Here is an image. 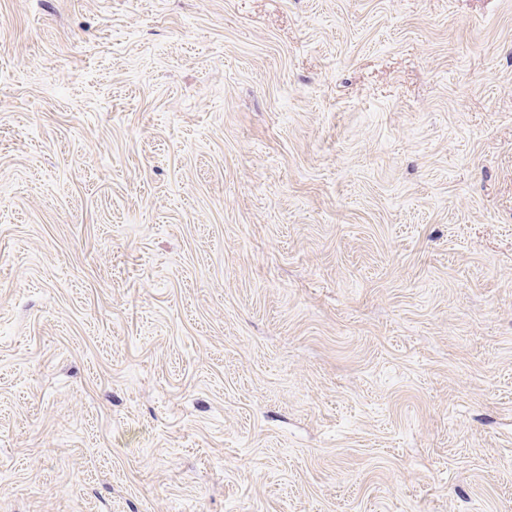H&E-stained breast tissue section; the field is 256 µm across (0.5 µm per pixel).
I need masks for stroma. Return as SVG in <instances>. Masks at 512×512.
<instances>
[{
  "instance_id": "obj_1",
  "label": "stroma",
  "mask_w": 512,
  "mask_h": 512,
  "mask_svg": "<svg viewBox=\"0 0 512 512\" xmlns=\"http://www.w3.org/2000/svg\"><path fill=\"white\" fill-rule=\"evenodd\" d=\"M0 512H512V0H0Z\"/></svg>"
}]
</instances>
